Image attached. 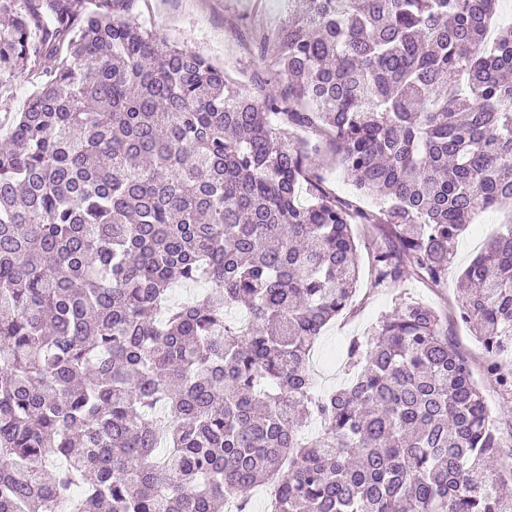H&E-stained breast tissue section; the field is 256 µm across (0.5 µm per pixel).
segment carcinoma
Instances as JSON below:
<instances>
[{"instance_id":"carcinoma-1","label":"carcinoma","mask_w":512,"mask_h":512,"mask_svg":"<svg viewBox=\"0 0 512 512\" xmlns=\"http://www.w3.org/2000/svg\"><path fill=\"white\" fill-rule=\"evenodd\" d=\"M84 2L0 0V96L44 76L0 149V512H249L259 485L267 512H512L437 312L353 338L337 390L307 366L355 292L352 224L382 233L375 286L438 285L475 215L512 214L500 0H288L281 80L252 88ZM284 125L332 138L377 210L304 199L317 145ZM461 281L511 351L512 221Z\"/></svg>"}]
</instances>
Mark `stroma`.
Returning <instances> with one entry per match:
<instances>
[{"label": "stroma", "instance_id": "obj_1", "mask_svg": "<svg viewBox=\"0 0 512 512\" xmlns=\"http://www.w3.org/2000/svg\"><path fill=\"white\" fill-rule=\"evenodd\" d=\"M127 13L170 43L223 64L233 80L244 83L256 75L274 77L272 56L262 51L261 37L289 18L288 0H170L166 5L160 0H132ZM307 166L336 196L368 206V199L359 198L351 179L338 167L334 145H321L309 155ZM505 219V213L498 210L476 217L454 248L447 283L438 287L416 278L387 288L374 287L369 261L379 231L371 224L353 225L359 254L357 292L351 309L323 331L311 352L309 366L317 392L333 390L347 380L346 349L352 337L362 335L390 313L396 298L416 300L442 314L449 339L465 358L497 418L503 444L512 445V399L502 398L495 377L487 371L488 354L461 318L459 288L462 270Z\"/></svg>", "mask_w": 512, "mask_h": 512}]
</instances>
